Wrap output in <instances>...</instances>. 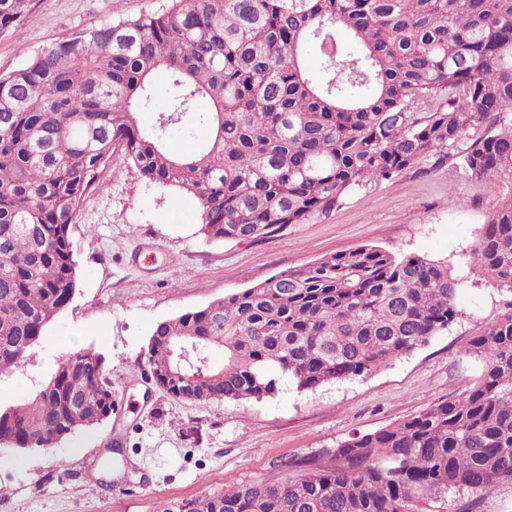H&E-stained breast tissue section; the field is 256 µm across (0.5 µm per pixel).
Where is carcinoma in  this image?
I'll return each instance as SVG.
<instances>
[{"label": "carcinoma", "instance_id": "obj_1", "mask_svg": "<svg viewBox=\"0 0 512 512\" xmlns=\"http://www.w3.org/2000/svg\"><path fill=\"white\" fill-rule=\"evenodd\" d=\"M29 2L0 0V33L17 30ZM310 47L323 60L317 76L305 68ZM158 70L166 106L145 128L138 115L154 107ZM196 120L207 141L172 153V133ZM480 126L489 132L460 166L512 184V0H169L42 48L0 76V377L25 364L76 290L71 226L112 156L197 201L207 240L247 241L419 161L441 165ZM471 255L512 294L511 191ZM463 287L443 262L362 246L158 323L144 358L162 371L157 353L173 351L181 375L170 389L201 388L208 401L261 399L284 381L313 389L426 345L455 321ZM213 347L224 366L207 362ZM468 354L481 374L458 398L183 500L184 512H434L450 491L457 512H481L512 482V311ZM107 407L102 357L79 350L25 399L0 404V440L49 449Z\"/></svg>", "mask_w": 512, "mask_h": 512}]
</instances>
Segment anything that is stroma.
Segmentation results:
<instances>
[{
	"label": "stroma",
	"instance_id": "35a3bbf8",
	"mask_svg": "<svg viewBox=\"0 0 512 512\" xmlns=\"http://www.w3.org/2000/svg\"><path fill=\"white\" fill-rule=\"evenodd\" d=\"M168 0H32L19 33L0 34V75L70 35L165 8ZM502 189L455 160L422 161L350 192L334 210L255 241L212 242L196 201L140 179L112 157L70 232L78 288L29 363L0 378V401L29 394L58 361L101 354L112 418L40 451H0V512H164L273 474L354 433L410 418L469 390L470 341L512 310V294L469 270L468 253ZM363 245L448 263L465 276L459 315L430 342L367 376L316 389L283 383L260 400L194 402L157 386L144 358L156 325L281 271Z\"/></svg>",
	"mask_w": 512,
	"mask_h": 512
}]
</instances>
